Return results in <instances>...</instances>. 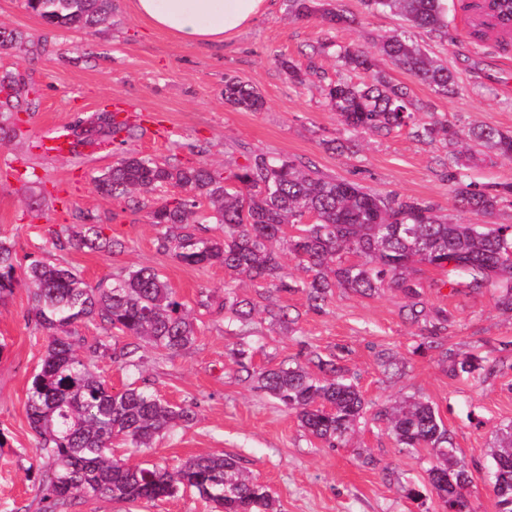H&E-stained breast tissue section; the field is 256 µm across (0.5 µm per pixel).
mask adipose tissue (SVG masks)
<instances>
[{"label": "adipose tissue", "mask_w": 512, "mask_h": 512, "mask_svg": "<svg viewBox=\"0 0 512 512\" xmlns=\"http://www.w3.org/2000/svg\"><path fill=\"white\" fill-rule=\"evenodd\" d=\"M152 27L191 45L224 44L265 14L270 0H136Z\"/></svg>", "instance_id": "adipose-tissue-1"}]
</instances>
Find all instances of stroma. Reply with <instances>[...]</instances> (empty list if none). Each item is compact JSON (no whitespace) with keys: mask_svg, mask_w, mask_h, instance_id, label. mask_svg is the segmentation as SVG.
<instances>
[{"mask_svg":"<svg viewBox=\"0 0 512 512\" xmlns=\"http://www.w3.org/2000/svg\"><path fill=\"white\" fill-rule=\"evenodd\" d=\"M447 2V38L421 32L416 39L447 62L461 88L458 95H436L388 61L380 68L460 132L473 126L512 132V48L493 37L471 43L461 0ZM333 3L354 20L338 34L345 43L371 50L401 25L395 16L369 13L362 0ZM0 26L32 37L27 51L0 49V75L17 77L36 104L35 111L20 115L23 137L0 140V171L10 165L32 175L26 184L0 179V238L14 244L20 263L39 259L65 266L91 286L130 268L155 269L197 327L196 343L176 356L140 346L135 370L106 354L98 359L97 372L112 390L137 379L196 413L191 426L157 438L152 447L116 444L115 457L167 469L195 456L234 457L268 488L277 512H445L428 486L434 451L399 447L372 418L395 401L422 398L438 410L458 462L473 475L467 490L471 512H497L485 474L498 430L512 423V316L495 307L490 292L436 287L441 272L424 267L425 301L448 312V329L432 348L406 319L402 294L392 290L366 298L338 288L318 311L309 308L304 292L281 293L277 299L296 316L295 324H273L257 313L243 326L200 304L208 296L223 299V267L189 266L159 252V229L146 211L126 209L94 189L93 176L127 152L162 163L205 161L219 169L270 152L312 161L324 174L356 181L383 197L431 200L457 219L453 187L442 176L443 141L424 144L403 129L387 136L359 135L352 154L328 148V141L344 131L323 91L336 77V60L311 54L322 37L319 17L294 20L285 0H275L272 10L220 49L157 31L137 15L134 0H113L111 19L89 32L49 27L25 0H0ZM279 54L307 70L306 82L288 79L275 60ZM228 77L257 92L263 109L226 104ZM104 109L113 111L115 122L137 126L136 135L124 144L106 140L85 147L78 159L43 157L32 149L43 137L82 133ZM197 145L202 153H194ZM463 173L465 182L476 186L512 180V160L477 153L467 159ZM34 198L42 203L38 219L29 213ZM80 213L101 225L105 237L121 240L123 251L54 248L53 231L75 223ZM30 304L23 285L0 301V512H43L48 494L26 412L28 388L44 353L41 331L25 318ZM238 348L249 351L258 371L305 362L312 351L348 370L368 411L349 446L331 448L312 438L292 411L245 380L232 356ZM470 354L486 360L493 373L476 381L452 376L447 356ZM68 512L215 510L185 489L155 502L101 497Z\"/></svg>","mask_w":512,"mask_h":512,"instance_id":"35a3bbf8","label":"stroma"}]
</instances>
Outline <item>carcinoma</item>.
Masks as SVG:
<instances>
[{"mask_svg": "<svg viewBox=\"0 0 512 512\" xmlns=\"http://www.w3.org/2000/svg\"><path fill=\"white\" fill-rule=\"evenodd\" d=\"M296 20L321 13L324 39L317 53L336 49V61L346 72L370 74L354 83L344 77L326 89L328 105L350 135H389L409 129L425 143L442 138L448 148L443 167L455 187L463 212L493 213L512 197V182L477 188L463 181L464 154L456 149L458 133L446 119L423 122L418 114L430 105L415 100L411 90L377 70L376 59L356 43L341 45L336 34L352 22L335 7L318 0H287ZM371 13L403 16L409 29L384 36L378 51L392 64L429 85L439 96L457 93L448 65L414 40L413 30L442 33L439 0H364ZM26 7L45 24L86 31L112 14V0H26ZM474 30L480 40L489 28L506 32L512 27V0H470ZM27 36L0 27V48H24ZM19 81L0 78V138L17 134L12 122L18 112ZM224 101L251 112L262 108L261 97L236 78L224 81ZM470 137L494 154L512 158V133L494 128L470 130ZM103 196L139 210L148 207L150 223L161 228L156 248L190 266L217 264L230 280L224 282V300L217 311L224 318L247 323L255 304L238 294L236 281L246 278L259 288L267 285L288 293L299 287L309 307L320 310L336 288L372 297L384 288L399 291L404 310L424 336L447 329L448 314L424 300L420 266L444 271L442 286L471 291L490 289L495 304L512 311V224L455 222L438 205L419 199L381 197L361 184L329 177L300 159L255 153L248 162L223 173L206 163L181 166L160 163L149 155L125 153L114 165L93 178ZM171 186L178 196H159ZM198 224H218L220 236L196 232ZM310 273L307 280L290 283L274 244ZM53 245L113 253L122 242L109 239L98 224H71L53 236ZM30 290L28 318L45 335L39 371L28 392L27 415L38 437L42 458L49 464L48 512H65L76 501L101 496L134 503L170 498L193 489L224 512H274L267 487L249 478L237 461L222 454L191 457L169 471L130 466L112 456L114 441L148 448L153 439L196 420L189 406L173 405L157 394L129 384L114 391L93 370L102 350L128 366H137L135 351L119 345L134 337L153 349L174 355L197 340L176 291L153 269H130L112 281L88 286L70 268L33 260L18 264L14 245L0 240V299L19 285ZM265 319L285 326L295 323L288 307L273 299L263 306ZM97 321L112 332L111 342H87L77 327ZM247 378L295 412L300 426L331 447L346 444L364 417L365 400L357 385L332 359L313 351L307 365L290 363L250 372L248 352L233 351ZM483 359L469 355L450 359L454 376L476 378ZM403 448H433L438 463L429 469L430 491L445 504L465 495L471 472L455 461V447L439 412L424 400H410L377 415ZM486 479L497 499L498 512H512V424L501 432Z\"/></svg>", "mask_w": 512, "mask_h": 512, "instance_id": "obj_1", "label": "carcinoma"}]
</instances>
